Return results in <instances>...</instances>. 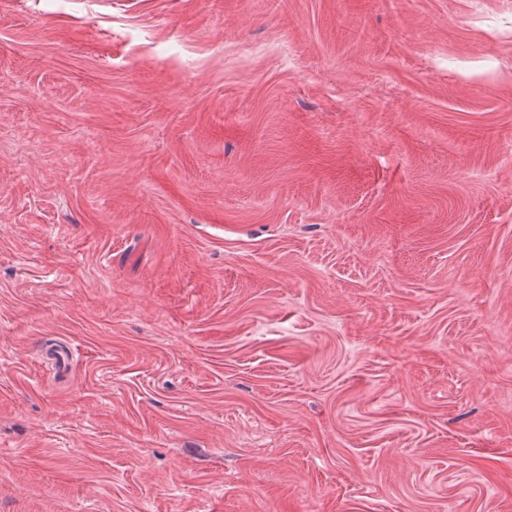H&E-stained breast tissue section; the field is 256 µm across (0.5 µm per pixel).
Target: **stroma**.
I'll list each match as a JSON object with an SVG mask.
<instances>
[{
	"label": "stroma",
	"mask_w": 512,
	"mask_h": 512,
	"mask_svg": "<svg viewBox=\"0 0 512 512\" xmlns=\"http://www.w3.org/2000/svg\"><path fill=\"white\" fill-rule=\"evenodd\" d=\"M0 512H512V0H0Z\"/></svg>",
	"instance_id": "obj_1"
}]
</instances>
